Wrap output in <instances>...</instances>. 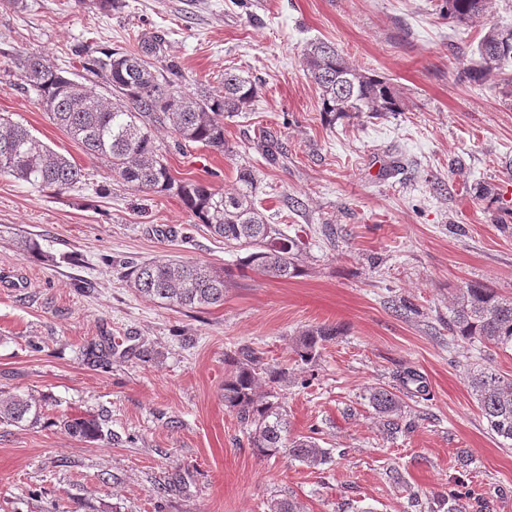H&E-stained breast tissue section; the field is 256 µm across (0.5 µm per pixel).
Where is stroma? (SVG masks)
Returning a JSON list of instances; mask_svg holds the SVG:
<instances>
[{"label":"stroma","mask_w":512,"mask_h":512,"mask_svg":"<svg viewBox=\"0 0 512 512\" xmlns=\"http://www.w3.org/2000/svg\"><path fill=\"white\" fill-rule=\"evenodd\" d=\"M443 0H23L0 8V113L87 173L57 197L0 175V398L46 397L27 427L0 425V512H512V447L487 429L464 367L512 375V352L448 333L456 286L512 296V96L501 76H465L491 26L512 29V0L459 26ZM158 35L181 85L224 91L232 68L255 80L251 111L225 119L223 154L170 152L175 176L232 190L236 168L261 180L267 223L304 244L300 276L233 277L224 304L170 309L136 294L125 262L176 258L234 267L237 256L178 196L112 180L51 123L11 62L42 54L80 78L92 56ZM333 44L381 75L400 112L329 120L301 63ZM280 152L268 159L265 146ZM41 252L21 254L18 239ZM341 333L311 364L296 338ZM249 346L287 368L293 435L316 434L333 460L309 468L248 445L221 397L224 355ZM418 424L389 436L368 403L377 387ZM308 386H301V379ZM97 417L102 435L67 434L64 413Z\"/></svg>","instance_id":"1"}]
</instances>
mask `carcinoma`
Returning a JSON list of instances; mask_svg holds the SVG:
<instances>
[{
	"instance_id": "carcinoma-1",
	"label": "carcinoma",
	"mask_w": 512,
	"mask_h": 512,
	"mask_svg": "<svg viewBox=\"0 0 512 512\" xmlns=\"http://www.w3.org/2000/svg\"><path fill=\"white\" fill-rule=\"evenodd\" d=\"M443 12L459 25L484 18L488 0H444ZM478 65L471 78L479 82L503 70L512 61V29L491 27L478 42ZM301 62L320 91L322 109L329 114L400 112L401 100L391 84L355 68L336 47L313 42ZM13 64L21 71L53 124L64 129L83 152L107 167L112 179L138 190L179 196L188 210L224 245L237 254L239 270L288 279L301 273L300 240L269 224L256 206L258 177L247 167L237 170L231 192L219 193L200 180L172 173L155 131L166 129L173 148L182 153L201 144L220 153L229 150L224 140V119L251 110L256 83L231 70L224 71V94L203 89L184 91L178 66L163 62L158 37H142L132 48L111 49L89 60L86 71L106 87V99L73 80L39 54H17ZM0 174L10 175L54 195H64L85 181L81 166L51 150L23 124L0 115ZM232 273L182 260L141 262L129 267L127 278L145 297L180 309H202L224 304V289ZM448 332L463 343L478 341L504 351L512 350V297L477 283L457 286L448 307ZM336 328L316 326L296 339L298 361L308 364L320 355ZM233 371L224 379V408L246 429L250 446L261 456L286 453L309 466L332 461V450L318 438L291 436L287 410L277 401L276 388L288 380V369L271 365L251 347L230 358ZM470 389L487 429L512 447V377L487 365L470 369ZM368 402L390 430L409 429L403 399L379 387ZM43 399L15 393L0 399V423L16 427L37 422ZM60 425L71 436L94 440L99 436L95 416H63Z\"/></svg>"
}]
</instances>
